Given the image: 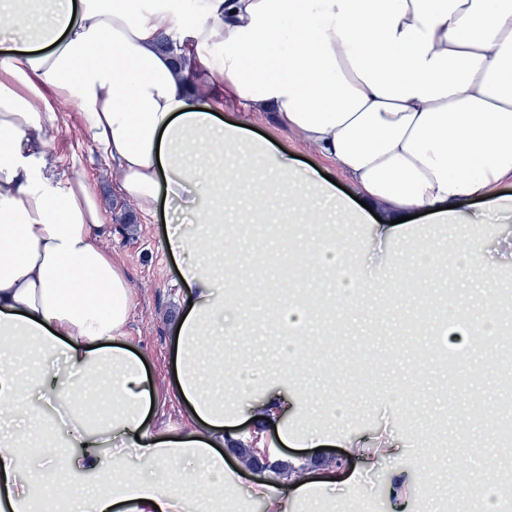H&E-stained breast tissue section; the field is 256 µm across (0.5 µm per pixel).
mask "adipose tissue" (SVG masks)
Wrapping results in <instances>:
<instances>
[{
	"label": "adipose tissue",
	"instance_id": "adipose-tissue-1",
	"mask_svg": "<svg viewBox=\"0 0 512 512\" xmlns=\"http://www.w3.org/2000/svg\"><path fill=\"white\" fill-rule=\"evenodd\" d=\"M0 512H36L30 480L33 423L49 418L69 453L47 471L88 477L77 500L54 512H225L244 466L224 442L242 411L214 392L224 334L238 332L241 278L224 249L237 241L225 212L320 229L301 260L338 288L371 291L347 223L396 242L382 267L409 288L433 293L441 279L480 277L481 315L454 311L456 344L494 341L498 281L480 233L455 243L413 238L403 218L431 228L481 221L478 205L505 211L512 184V0H0ZM187 58L176 68L162 38ZM80 107L85 143L119 175L124 197L152 215L162 200L191 193L187 215L163 246L178 263L183 311L170 328L171 393L190 427L155 431L161 395L146 355L129 342L134 295L125 270L101 246L99 196L49 144L48 126ZM238 113L225 120L224 108ZM277 125L333 162L356 186L337 195L316 171L299 169L247 116ZM313 299L296 295L276 322L283 337L275 374L250 408L283 443L318 448L352 431L291 432L305 402L293 372L313 325ZM332 480L253 478L262 512H292L325 495Z\"/></svg>",
	"mask_w": 512,
	"mask_h": 512
}]
</instances>
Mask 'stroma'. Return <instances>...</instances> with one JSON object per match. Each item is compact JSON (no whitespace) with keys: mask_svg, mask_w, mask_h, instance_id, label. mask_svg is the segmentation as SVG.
I'll use <instances>...</instances> for the list:
<instances>
[{"mask_svg":"<svg viewBox=\"0 0 512 512\" xmlns=\"http://www.w3.org/2000/svg\"><path fill=\"white\" fill-rule=\"evenodd\" d=\"M252 123L254 130L289 156L314 166L334 179L340 190L354 194L353 185L338 170L270 118L256 116ZM79 169L94 179L105 221L111 226L102 246L124 268L134 289L128 338L146 354L158 386L165 388L172 379L169 328L181 311L182 293L177 267L162 245L165 224L160 217L138 212L122 196L116 175L96 153L84 151ZM480 231L493 239L494 255L502 264L501 326L512 337V238H505L500 224L483 225ZM312 244L302 225L278 251L264 238L260 225L247 224L226 258L248 269L247 278L237 284L248 296L276 287L290 260ZM396 279L395 272L384 273L382 288L352 297L349 306L322 304L314 312L312 332L325 342L312 346L310 370L296 374L293 383L316 413L325 407L328 393L345 394L348 423L365 436L368 453L378 458L373 466L353 461L339 477L335 498L320 502V512H384L383 480L396 464L412 474L407 489L412 512H451L458 499L460 468H467L472 482L482 484L498 480L495 464L512 458V443H490L485 423L473 419L476 409L489 414L500 407L499 376L512 359L497 342L477 351H458L440 344L435 334L445 309L464 308L471 317H479V282L468 281L454 289L443 282L435 295L405 296L394 306L386 286ZM422 356L427 363L419 370L415 362ZM480 361L487 362L489 369L485 376L472 378L471 369ZM406 386L414 388L417 400L411 412L401 416L394 392ZM393 429L410 445L397 463L378 455L379 442ZM242 431V443L250 451L276 452L296 468L307 464L317 471L331 457L325 449L286 447L272 431L255 433L250 420Z\"/></svg>","mask_w":512,"mask_h":512,"instance_id":"stroma-1","label":"stroma"}]
</instances>
